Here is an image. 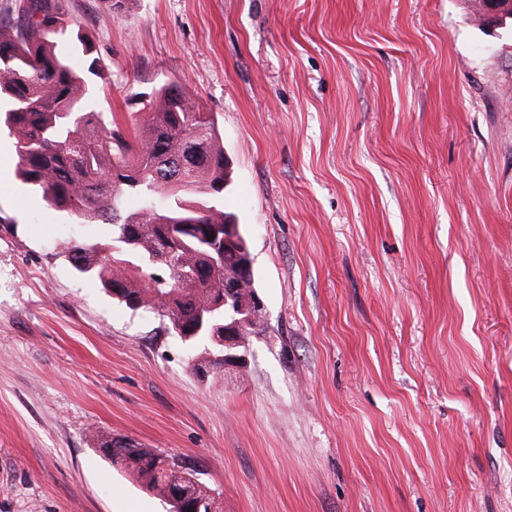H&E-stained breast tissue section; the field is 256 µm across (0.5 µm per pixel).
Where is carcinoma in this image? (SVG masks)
Instances as JSON below:
<instances>
[{
  "label": "carcinoma",
  "mask_w": 512,
  "mask_h": 512,
  "mask_svg": "<svg viewBox=\"0 0 512 512\" xmlns=\"http://www.w3.org/2000/svg\"><path fill=\"white\" fill-rule=\"evenodd\" d=\"M93 50L63 17L56 0H26L0 20V115L14 139L18 176L27 189L74 224L110 227V242L67 247L76 270L95 276L132 311L168 319L173 333L198 348L193 368L223 365L230 322L224 278L251 261L237 216L224 208L231 169L217 117L178 86L138 99L140 117L122 124L91 110L93 68L72 66L67 44ZM239 228L234 251L212 264L207 229ZM173 262L197 274L193 288L157 278ZM99 449L163 501L176 487L180 512H208L201 472L175 456L100 435Z\"/></svg>",
  "instance_id": "carcinoma-1"
}]
</instances>
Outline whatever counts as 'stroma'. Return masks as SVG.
Segmentation results:
<instances>
[{
  "mask_svg": "<svg viewBox=\"0 0 512 512\" xmlns=\"http://www.w3.org/2000/svg\"><path fill=\"white\" fill-rule=\"evenodd\" d=\"M60 0L128 121L216 113L267 329L198 374L69 263L0 131V512H168L93 440L203 470L222 512H512V19L478 0Z\"/></svg>",
  "mask_w": 512,
  "mask_h": 512,
  "instance_id": "obj_1",
  "label": "stroma"
}]
</instances>
